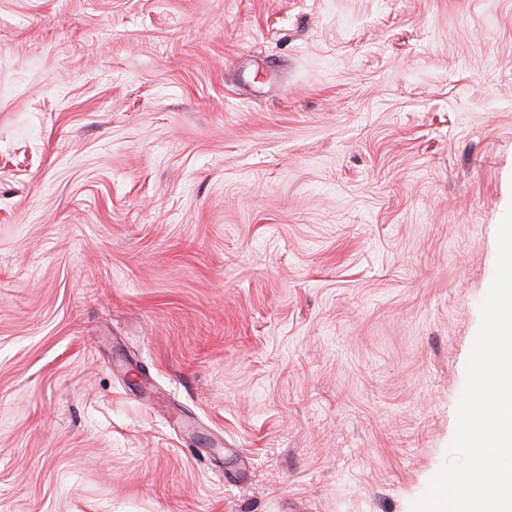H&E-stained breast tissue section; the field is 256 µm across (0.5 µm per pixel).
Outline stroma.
I'll use <instances>...</instances> for the list:
<instances>
[{"instance_id": "stroma-1", "label": "stroma", "mask_w": 512, "mask_h": 512, "mask_svg": "<svg viewBox=\"0 0 512 512\" xmlns=\"http://www.w3.org/2000/svg\"><path fill=\"white\" fill-rule=\"evenodd\" d=\"M512 206V0H0V512H405Z\"/></svg>"}]
</instances>
